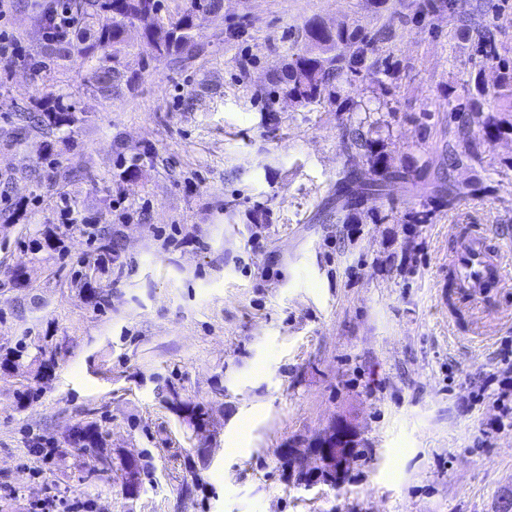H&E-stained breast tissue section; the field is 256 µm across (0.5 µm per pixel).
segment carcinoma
<instances>
[{"label":"carcinoma","instance_id":"carcinoma-1","mask_svg":"<svg viewBox=\"0 0 512 512\" xmlns=\"http://www.w3.org/2000/svg\"><path fill=\"white\" fill-rule=\"evenodd\" d=\"M223 0H188V6L167 25L173 29L171 41L158 48L167 59L186 52L194 41L195 30L203 22L218 15ZM86 25L83 36L64 45L49 44L45 54L58 59L77 56L90 65L89 84L105 99H112V91L121 85L132 87L134 76L121 69L120 53L129 49L127 32L141 28L143 34L162 22V0H73ZM307 47L293 54L285 70L284 92L294 103L306 106L324 95L327 87L342 74L358 73L365 69L373 74L383 72L376 60H369L368 50L372 36L358 28L341 26L327 28L318 20L305 24ZM481 53L493 69L487 77L486 68L477 70L474 90L477 95L497 100V115L483 121L484 137L495 141L512 134V68L502 58L496 35L487 29L479 34ZM74 111L66 93L49 92L44 95L37 110L27 116L29 122L45 129L66 126L63 119ZM378 121L372 113H364L355 124L342 128V144L348 156L344 175L336 180V195L344 200L343 208L356 209L369 196L384 195L392 180L408 181L413 169L397 167L386 151L385 140L373 137ZM471 118L466 115L458 128L459 148H448V171L475 157L470 141Z\"/></svg>","mask_w":512,"mask_h":512}]
</instances>
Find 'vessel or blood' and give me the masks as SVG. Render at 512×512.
I'll return each mask as SVG.
<instances>
[{"instance_id":"b4317fda","label":"vessel or blood","mask_w":512,"mask_h":512,"mask_svg":"<svg viewBox=\"0 0 512 512\" xmlns=\"http://www.w3.org/2000/svg\"><path fill=\"white\" fill-rule=\"evenodd\" d=\"M502 260L500 250L492 248L483 235L470 233L461 238L451 267L463 297L472 302L488 301V287L500 278Z\"/></svg>"}]
</instances>
